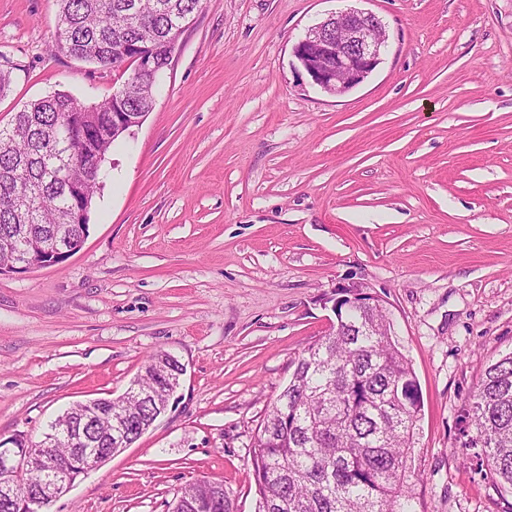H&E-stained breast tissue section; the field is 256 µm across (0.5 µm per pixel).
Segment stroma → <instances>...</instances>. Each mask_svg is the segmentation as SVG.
Segmentation results:
<instances>
[{
    "label": "stroma",
    "mask_w": 512,
    "mask_h": 512,
    "mask_svg": "<svg viewBox=\"0 0 512 512\" xmlns=\"http://www.w3.org/2000/svg\"><path fill=\"white\" fill-rule=\"evenodd\" d=\"M345 8L377 15L388 46L332 96L292 48ZM56 31L55 0H0V126L126 80L58 51ZM88 222L68 259L0 275V440L123 395L154 353L186 372L50 512H169L202 479L256 512L254 436L344 287L385 300L419 385L416 512H512L457 441L483 370L512 352V0H202Z\"/></svg>",
    "instance_id": "35a3bbf8"
}]
</instances>
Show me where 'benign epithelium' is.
<instances>
[{
  "label": "benign epithelium",
  "mask_w": 512,
  "mask_h": 512,
  "mask_svg": "<svg viewBox=\"0 0 512 512\" xmlns=\"http://www.w3.org/2000/svg\"><path fill=\"white\" fill-rule=\"evenodd\" d=\"M388 43L385 25L375 14L356 9L335 11L309 28L305 36L293 46V55L313 84L333 96L344 95L364 83L381 63ZM135 67L130 77L145 81L154 75L153 57L146 52L133 56ZM145 116L136 112H123L112 117V126L121 130L127 125H141ZM90 201L85 196L73 195L70 208L71 223L77 232L64 235V240L38 242L27 249L19 247L16 238L0 237V253L10 257L0 272L22 274L33 269L59 263L78 252L87 237ZM54 434L35 445L14 448L0 442V467L19 474L38 471L43 480L39 489L29 491L18 480L0 482V501L22 505L27 512H43L73 487L68 466L54 453ZM129 439L116 432L110 448L97 449L94 459L110 458L113 449H124Z\"/></svg>",
  "instance_id": "1"
}]
</instances>
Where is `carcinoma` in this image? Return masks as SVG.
Instances as JSON below:
<instances>
[{
  "mask_svg": "<svg viewBox=\"0 0 512 512\" xmlns=\"http://www.w3.org/2000/svg\"><path fill=\"white\" fill-rule=\"evenodd\" d=\"M201 0H56L57 30L69 37L59 51L84 62L121 68L141 47L155 49L156 71L168 67ZM155 101L130 84L99 104L86 105L65 91L39 98L0 127V236L16 224L70 223L71 186L94 195L89 158L112 150V113L152 112ZM85 132L66 145L63 126ZM30 187L19 199L18 183ZM340 334L328 333L304 348L288 384L264 416L252 448L258 512H414L406 470L414 447L421 400L411 364L392 334L387 312L341 302ZM180 361L169 353L146 360L137 378L152 402L118 397L78 401L50 428L77 423L92 448H107L96 419L112 413L130 439H139L170 400ZM465 461L512 490V353L489 364L460 419ZM173 512H232L220 481L200 480L177 496Z\"/></svg>",
  "mask_w": 512,
  "mask_h": 512,
  "instance_id": "1",
  "label": "carcinoma"
}]
</instances>
